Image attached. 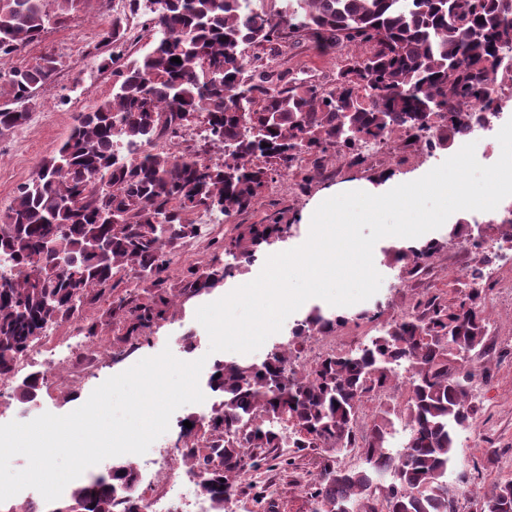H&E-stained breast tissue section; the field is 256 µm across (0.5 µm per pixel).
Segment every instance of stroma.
Wrapping results in <instances>:
<instances>
[{
  "instance_id": "obj_1",
  "label": "stroma",
  "mask_w": 512,
  "mask_h": 512,
  "mask_svg": "<svg viewBox=\"0 0 512 512\" xmlns=\"http://www.w3.org/2000/svg\"><path fill=\"white\" fill-rule=\"evenodd\" d=\"M127 15L128 36L122 63L145 53L151 37L144 26L145 18L128 12V0H81L67 22L50 27L41 40L24 47L14 57V65L35 62L47 52L57 55L62 66L54 79L42 86L29 111L27 121L14 129L0 132V212L5 211L13 196L36 171L40 161L52 153L69 134L80 113L112 94V73L99 69L95 46L100 31L113 16ZM247 56H261L263 63L288 77L304 78L316 84L330 82L351 54L348 47L325 50L307 39L285 40L271 48ZM449 156L448 151L434 153L425 148L395 139L385 159L365 158L353 165L340 158L325 166L308 190H300L299 179L285 174L277 179L276 190L267 192L254 209L234 216L237 224H266L275 216L284 217L291 227L284 241L272 245L270 252H282L301 245L310 227L306 217L329 191H343L353 185L381 190L377 178L390 173L400 181H413L428 173ZM493 212L458 211L444 225L425 235L438 242L439 250L423 267L405 274L394 260L397 249L409 246L406 238L387 237L374 247L373 260L383 280L379 291L370 299L341 308L345 324L336 329L343 349L360 338L377 335L379 329L402 313L412 311L423 298L439 297L451 304L465 292V274L479 264V256L461 252L458 237L451 230L460 223L481 222V234L488 245H495L505 231L494 223ZM268 252H259L255 261L241 272L226 278L223 285L189 301L185 308L168 315L159 328L133 353L111 351L112 335L105 332L85 342L69 361L70 368L81 371L76 388L44 385L29 405L18 400L14 384L0 386V424L23 417L31 421L43 413L65 415L81 406L91 392L107 378L119 374L140 359L170 349L180 360L205 358L200 386H207L215 364L227 360L224 352L210 353L209 336L195 319L198 307L216 301L234 288L255 279L263 268ZM490 334L487 352L470 353L466 366L474 373L469 400L475 408L470 427L457 433L455 462L448 470V482L460 492L461 512H474L478 495L493 484L512 478V313L494 303H487ZM497 451L488 460L485 451ZM319 473L314 451L296 458L294 465L275 460L250 472L249 489L227 503L224 512H310L312 504L306 489Z\"/></svg>"
}]
</instances>
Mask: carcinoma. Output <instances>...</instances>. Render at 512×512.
<instances>
[{
    "label": "carcinoma",
    "instance_id": "cac0c4a2",
    "mask_svg": "<svg viewBox=\"0 0 512 512\" xmlns=\"http://www.w3.org/2000/svg\"><path fill=\"white\" fill-rule=\"evenodd\" d=\"M251 0H129L151 14L150 49L122 67L127 18L115 16L95 47L100 69L112 68V96L81 114L67 139L17 188L0 215V378L47 328L67 322L84 304L111 299L104 325L112 346L132 352L171 310L224 283L233 270L284 238L290 225L236 224L210 241L211 259L179 275L172 257L198 235L192 216L229 218L254 208L275 176L310 157V184L336 151L369 141L417 139L432 131V150L465 135L473 117L500 110L497 88L512 71L486 67L512 51V0H281L274 14L249 9ZM80 0H0V60L61 25ZM324 49L360 47L328 85L257 71L243 47L263 49L285 34ZM178 57L181 63L171 61ZM61 66L53 53L0 74V130L23 125L28 103ZM204 117L205 135L180 147L184 129ZM58 244L59 257L44 250ZM438 249L431 241L401 248L396 260L417 269ZM135 287H120L129 273ZM456 306L436 297L417 313L386 324L348 352H329L310 369L288 372L292 351L274 348L260 364L218 363L210 387L220 394L198 433L183 441L182 459L202 481L213 512H224L251 468L268 458L321 451L311 512H453L458 495L444 477L454 460L457 431L473 416L471 374L463 354L486 346L489 321L482 279ZM342 319L319 309L292 329L295 339L334 330ZM408 368L399 410L409 427L403 449L387 447L389 420L363 430L357 420L370 391L399 380ZM43 386L33 372L16 387L31 402ZM354 452L361 466L336 467L332 455ZM127 461L74 485L52 503L26 512H137L119 490L138 483ZM382 488L377 499L373 490ZM512 512V479L477 503Z\"/></svg>",
    "mask_w": 512,
    "mask_h": 512
}]
</instances>
